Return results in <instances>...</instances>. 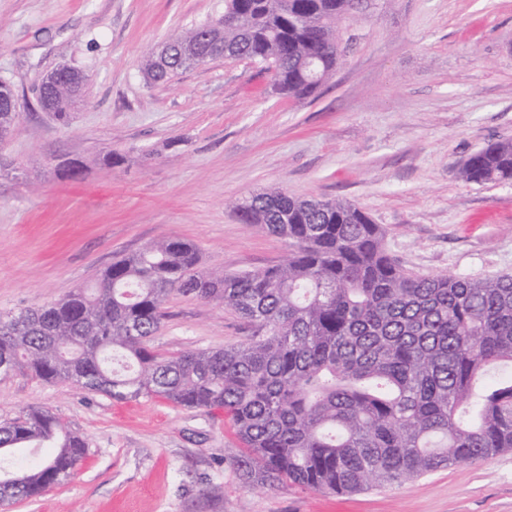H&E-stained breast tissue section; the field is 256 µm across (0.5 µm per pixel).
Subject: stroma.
Masks as SVG:
<instances>
[{"label": "stroma", "instance_id": "stroma-1", "mask_svg": "<svg viewBox=\"0 0 512 512\" xmlns=\"http://www.w3.org/2000/svg\"><path fill=\"white\" fill-rule=\"evenodd\" d=\"M223 14L224 0H0V78L21 102L0 144V314L90 287L167 235L193 242L207 271L280 263L287 242L235 210L275 190L356 203L413 273L512 274V183L458 174L489 140L512 139V0H363L339 22L341 63L312 100L270 96L272 72L247 59L145 81V55ZM61 63L87 74L67 127L33 93ZM64 160L83 175L61 177ZM164 308V355L249 334L216 301L173 294ZM33 406L87 454L71 481L0 512H512V450L354 494L251 488L227 461L223 413L0 378V421Z\"/></svg>", "mask_w": 512, "mask_h": 512}]
</instances>
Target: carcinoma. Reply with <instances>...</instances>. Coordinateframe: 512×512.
Here are the masks:
<instances>
[{"label":"carcinoma","mask_w":512,"mask_h":512,"mask_svg":"<svg viewBox=\"0 0 512 512\" xmlns=\"http://www.w3.org/2000/svg\"><path fill=\"white\" fill-rule=\"evenodd\" d=\"M361 0H224L219 18L174 34L190 61L150 55L152 83L217 58L274 70L272 93L314 96L341 60L336 24ZM53 118L77 101L52 89ZM16 113L0 109V144ZM475 184L512 181V139L490 140L460 168ZM236 211L288 240V258L262 269L199 270L197 247L164 237L112 261L95 285L0 315V376L128 401L157 397L222 410L238 448L229 463L249 486L354 493L401 485L512 450V275L415 276L389 253L386 232L357 205L286 191ZM173 293L216 300L250 327L239 344L173 355L152 339ZM49 447L0 466V502L29 499L72 478L82 437L49 410L0 422V455Z\"/></svg>","instance_id":"1"}]
</instances>
